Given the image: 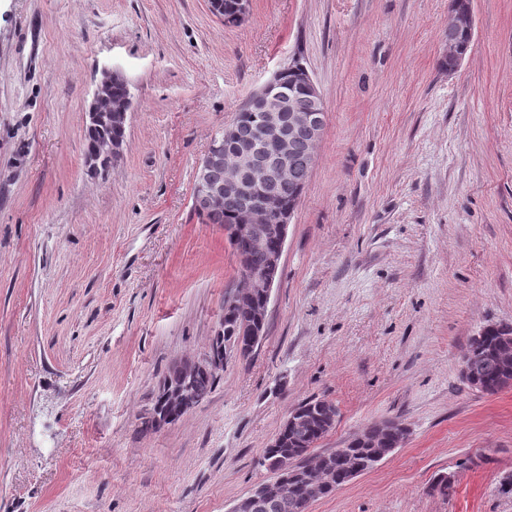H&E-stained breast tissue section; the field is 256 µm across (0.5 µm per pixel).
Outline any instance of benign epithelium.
<instances>
[{"mask_svg": "<svg viewBox=\"0 0 512 512\" xmlns=\"http://www.w3.org/2000/svg\"><path fill=\"white\" fill-rule=\"evenodd\" d=\"M444 28L449 34L460 29L474 31L473 11L448 10ZM114 82L129 85L120 71L104 72L86 112L87 125L112 124L126 129L132 95L128 92L124 98L112 100ZM248 104L263 113L259 128L252 138L241 142L237 127L231 124L224 127L220 137L211 142L196 169L194 206L200 211H213L220 207L226 197L239 200L246 222L237 225L235 237L247 244L248 249L237 255L240 288L234 292L228 307L248 303L259 295L262 306L257 309L255 316L261 318L268 313L291 216L275 196L265 192V185L269 181L282 179L288 173L298 134H303L312 146H317L325 126L326 105L313 78L307 79L304 92L299 93L278 82L276 76L253 93ZM119 150V143L110 139L101 140L93 153L87 156V162L94 169L108 165ZM215 167L224 168V181L220 183L210 179V171ZM254 251L264 253L262 264L253 262ZM231 355L242 357V347L228 346L222 358H211L204 354L180 362L179 375L163 385L172 411L183 410L193 378L198 372L219 376L224 372L227 357ZM511 361L512 331L505 329L490 352L489 362L503 365ZM336 416L335 406L323 401L314 412L299 407L293 409L285 426L300 441L312 436L320 440L334 427ZM406 435L404 426L397 427L388 420L363 428L357 434L356 441L372 448L379 447L381 451L348 466L344 482L349 483L372 470L405 441ZM347 453L346 448H335L322 455L321 471L317 476L311 475L304 455L296 459H282L273 467L272 479L258 484L246 496L238 499L229 512H273L287 500L291 501L292 507L299 506L303 512H308L314 501L336 490V468Z\"/></svg>", "mask_w": 512, "mask_h": 512, "instance_id": "1", "label": "benign epithelium"}]
</instances>
